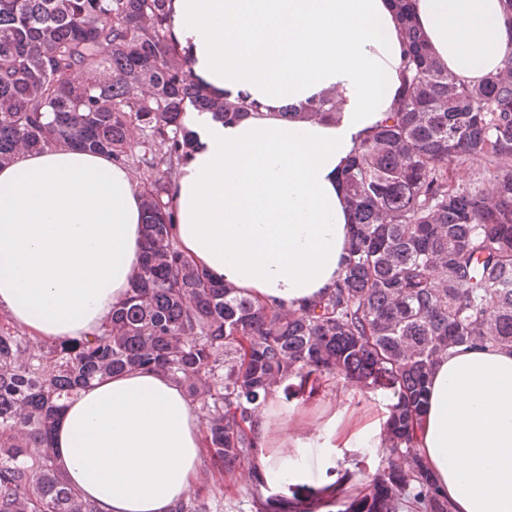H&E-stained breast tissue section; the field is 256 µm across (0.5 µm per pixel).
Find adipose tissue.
<instances>
[{
    "label": "adipose tissue",
    "mask_w": 512,
    "mask_h": 512,
    "mask_svg": "<svg viewBox=\"0 0 512 512\" xmlns=\"http://www.w3.org/2000/svg\"><path fill=\"white\" fill-rule=\"evenodd\" d=\"M171 38L214 94L258 108L234 122L186 121L195 147L167 200L179 250L262 304L299 306L334 286L352 216L342 174L361 136L391 111L404 34L392 0H172ZM438 60L477 82L512 48L504 0H415ZM335 96V119L308 104ZM291 118H284V111ZM142 191L102 154L57 147L0 166V312L52 344L103 325L136 277ZM272 394L255 464L273 485L337 451L384 445L387 406L343 390L321 422ZM419 451L453 512H512V351L457 348L427 387ZM205 439L199 405L137 370L95 383L60 411L53 446L70 483L104 512H171L192 489Z\"/></svg>",
    "instance_id": "ef3b65f1"
}]
</instances>
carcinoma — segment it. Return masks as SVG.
<instances>
[{
  "label": "carcinoma",
  "instance_id": "carcinoma-1",
  "mask_svg": "<svg viewBox=\"0 0 512 512\" xmlns=\"http://www.w3.org/2000/svg\"><path fill=\"white\" fill-rule=\"evenodd\" d=\"M170 0H0V165L78 146L132 170L143 197L137 278L109 321L46 345L0 331V512H103L72 487L51 436L97 379L151 368L201 403L204 474L258 452L252 422L273 388L313 373L391 394L382 464L336 512H452L417 430L434 365L456 347L512 350V59L472 84L438 62L395 0L406 52L392 112L343 174L352 214L335 286L297 308L259 304L178 249L164 197L193 148L190 109L235 121L254 103L212 95L170 37ZM324 97L303 116L335 115ZM485 167L470 184L454 169ZM441 278H433L434 269ZM251 473L255 512H309ZM171 512H208L201 491Z\"/></svg>",
  "mask_w": 512,
  "mask_h": 512
}]
</instances>
